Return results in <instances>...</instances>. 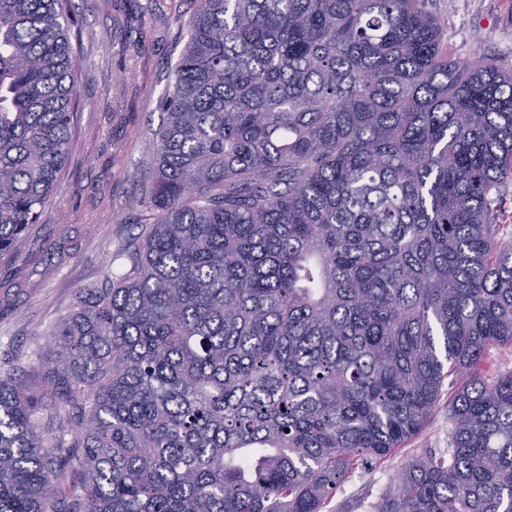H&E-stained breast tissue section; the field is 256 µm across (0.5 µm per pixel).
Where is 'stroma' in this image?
Instances as JSON below:
<instances>
[{
    "mask_svg": "<svg viewBox=\"0 0 512 512\" xmlns=\"http://www.w3.org/2000/svg\"><path fill=\"white\" fill-rule=\"evenodd\" d=\"M441 51L475 66L512 65V0H428ZM193 0H73L82 72L78 126L59 191L20 250L0 260V363L35 373L52 332L88 282L120 271L116 255L141 230L132 201L145 183L167 77L187 42ZM448 446V402L389 456L355 468L324 512H370L411 462Z\"/></svg>",
    "mask_w": 512,
    "mask_h": 512,
    "instance_id": "35a3bbf8",
    "label": "stroma"
}]
</instances>
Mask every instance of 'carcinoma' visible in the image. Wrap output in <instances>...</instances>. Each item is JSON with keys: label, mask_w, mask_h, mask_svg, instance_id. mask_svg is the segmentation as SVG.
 I'll return each instance as SVG.
<instances>
[{"label": "carcinoma", "mask_w": 512, "mask_h": 512, "mask_svg": "<svg viewBox=\"0 0 512 512\" xmlns=\"http://www.w3.org/2000/svg\"><path fill=\"white\" fill-rule=\"evenodd\" d=\"M124 273L34 385L0 375V512H323L360 462L448 448L372 512H512V68L426 0H194ZM72 0H0V259L79 112Z\"/></svg>", "instance_id": "carcinoma-1"}]
</instances>
